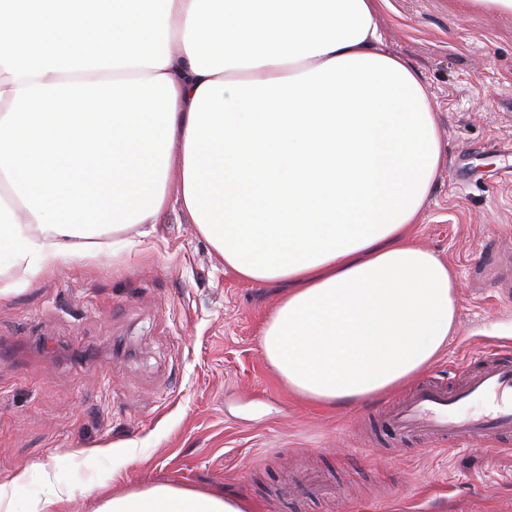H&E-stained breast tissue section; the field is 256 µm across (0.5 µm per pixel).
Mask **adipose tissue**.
Wrapping results in <instances>:
<instances>
[{
	"instance_id": "ef3b65f1",
	"label": "adipose tissue",
	"mask_w": 512,
	"mask_h": 512,
	"mask_svg": "<svg viewBox=\"0 0 512 512\" xmlns=\"http://www.w3.org/2000/svg\"><path fill=\"white\" fill-rule=\"evenodd\" d=\"M388 0H0V264L179 207L225 268L283 285L260 350L333 409L448 347L456 273L412 236L444 146L421 72L387 51ZM68 462L21 466L22 512H64ZM49 485L34 498L35 481ZM95 512H254L167 483Z\"/></svg>"
}]
</instances>
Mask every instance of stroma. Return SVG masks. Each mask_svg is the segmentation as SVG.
Returning <instances> with one entry per match:
<instances>
[{"label": "stroma", "instance_id": "1", "mask_svg": "<svg viewBox=\"0 0 512 512\" xmlns=\"http://www.w3.org/2000/svg\"><path fill=\"white\" fill-rule=\"evenodd\" d=\"M388 49L417 67L446 161L413 233L458 274V325L421 379L457 382L489 343L512 346V15L456 0H389ZM159 232L46 266L0 300V487L24 465L72 460L69 512L96 486L221 489L258 512H512V447L444 450L401 436L384 400L317 411L264 359L278 293L239 279L177 209ZM133 458L106 476L84 450ZM328 498L286 497L298 475Z\"/></svg>", "mask_w": 512, "mask_h": 512}]
</instances>
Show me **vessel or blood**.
Masks as SVG:
<instances>
[{
	"mask_svg": "<svg viewBox=\"0 0 512 512\" xmlns=\"http://www.w3.org/2000/svg\"><path fill=\"white\" fill-rule=\"evenodd\" d=\"M386 417L434 447L496 449L512 439V356L486 351L459 387L417 385Z\"/></svg>",
	"mask_w": 512,
	"mask_h": 512,
	"instance_id": "vessel-or-blood-1",
	"label": "vessel or blood"
}]
</instances>
